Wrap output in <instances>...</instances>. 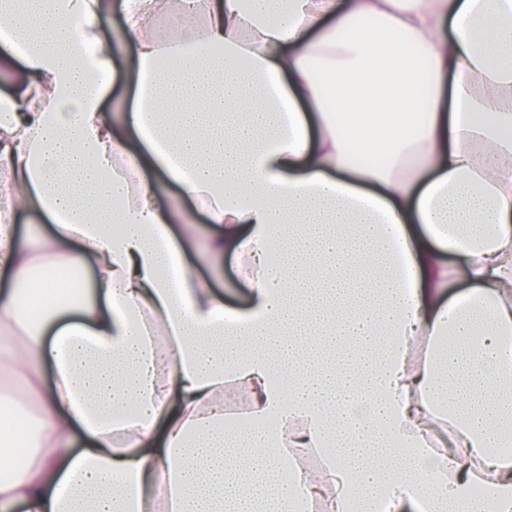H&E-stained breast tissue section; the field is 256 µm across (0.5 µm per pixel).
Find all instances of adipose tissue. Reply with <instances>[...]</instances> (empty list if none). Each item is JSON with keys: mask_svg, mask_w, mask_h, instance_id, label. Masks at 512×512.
Returning a JSON list of instances; mask_svg holds the SVG:
<instances>
[{"mask_svg": "<svg viewBox=\"0 0 512 512\" xmlns=\"http://www.w3.org/2000/svg\"><path fill=\"white\" fill-rule=\"evenodd\" d=\"M0 33V512H512V0H0ZM215 290L224 297V307L229 310H246L250 306L246 289L237 276V261L231 255L224 259V276L214 283Z\"/></svg>", "mask_w": 512, "mask_h": 512, "instance_id": "ef3b65f1", "label": "adipose tissue"}]
</instances>
